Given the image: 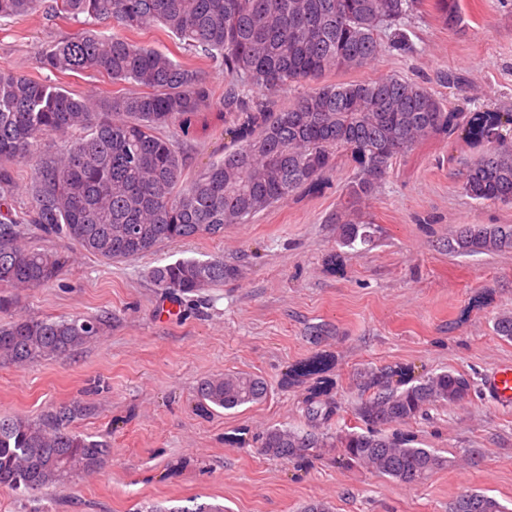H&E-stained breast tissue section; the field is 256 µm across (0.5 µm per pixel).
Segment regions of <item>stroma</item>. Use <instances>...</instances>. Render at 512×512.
Here are the masks:
<instances>
[{
    "label": "stroma",
    "mask_w": 512,
    "mask_h": 512,
    "mask_svg": "<svg viewBox=\"0 0 512 512\" xmlns=\"http://www.w3.org/2000/svg\"><path fill=\"white\" fill-rule=\"evenodd\" d=\"M39 11L0 21V69L38 74V58L75 29ZM435 0H422L402 29L417 51L390 48L336 81L397 76L429 87L462 112H512V0H464L463 26L448 28ZM453 72L462 82L439 81ZM480 151L465 139L425 141L393 163L356 216L372 238L350 246L329 223L355 170L344 161L319 193H301L226 227L155 253L106 263L65 238L47 248L70 255L59 279L21 292L17 313L58 317L110 313L101 336L70 354L19 367L0 358V417L36 418L80 401L91 414L76 431L107 441L96 472L53 490L0 489V512H134L143 503L186 507L198 496L226 512H299L323 499L332 512H449L453 498L476 490L512 512V409L487 398L483 380L512 363V339L495 318L512 313V252L457 256L448 236L460 224H512V206L477 203L461 183ZM223 258L236 278L202 294L167 295L147 277L180 258ZM331 360L334 381L313 397L314 381L292 371ZM386 368L399 388L443 371L465 375L468 397L433 407L406 426L420 447L449 460L427 481L399 485L337 462L334 449L307 461L261 455V438L280 425L306 427L311 400L335 407L332 427L356 426L362 374ZM246 371L269 389L260 403L221 410L200 406L203 377Z\"/></svg>",
    "instance_id": "stroma-1"
}]
</instances>
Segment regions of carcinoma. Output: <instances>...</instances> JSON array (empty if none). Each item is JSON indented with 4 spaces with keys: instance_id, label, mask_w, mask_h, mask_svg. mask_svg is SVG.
<instances>
[{
    "instance_id": "obj_1",
    "label": "carcinoma",
    "mask_w": 512,
    "mask_h": 512,
    "mask_svg": "<svg viewBox=\"0 0 512 512\" xmlns=\"http://www.w3.org/2000/svg\"><path fill=\"white\" fill-rule=\"evenodd\" d=\"M417 0H55L62 19L85 16L112 33L78 29L48 45L40 68L55 76L95 72L118 89L100 97L74 93L43 77L0 70V199L14 200L17 175L7 166L32 164L29 202L0 221V313L11 314L18 291L55 281L68 260L29 242L33 230L61 235L87 253L116 262L155 252L166 243L219 237L299 191L318 189L341 158L357 165L347 202L332 223L342 243H365L351 219L393 161L436 136L464 127L488 144L468 165L461 189L479 203L512 205V139L501 129L512 113L455 112L430 89L400 77L333 82L329 77L370 64L382 50V31L411 12ZM40 0H0V20L35 12ZM442 22L464 24L462 0H435ZM156 29L172 40L161 49L137 36ZM228 77L219 92L195 61ZM306 86L275 109L274 98ZM217 118L230 146L224 158L195 171L183 145ZM72 136L51 154L45 140ZM512 251V224H460L448 252L474 255ZM221 258L179 259L148 272L170 295L199 294L234 277ZM105 316H15L0 325V357L25 366L74 352L100 335ZM470 380L440 372L398 391L385 374L362 384L355 415L363 431L275 427L260 452L301 459L334 448L343 461L399 485L426 481L448 460L412 439L385 433L405 426L431 406L461 402ZM267 383L249 372L202 379L199 400L233 410L263 401ZM79 402L36 419L0 417V487L35 491L68 485L104 464L110 448L72 424L90 413ZM148 512H224L219 504L194 510L153 505ZM450 512H509L483 492L464 491Z\"/></svg>"
}]
</instances>
